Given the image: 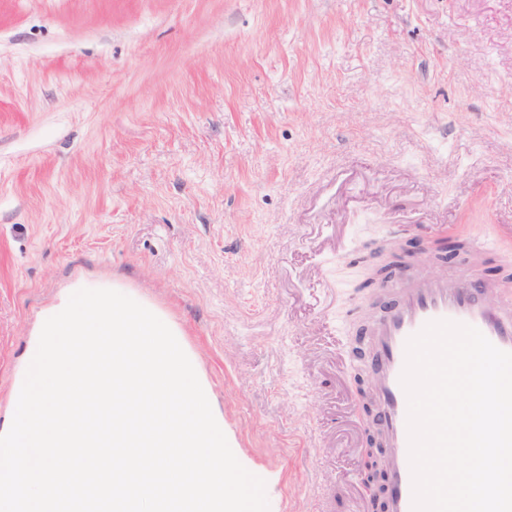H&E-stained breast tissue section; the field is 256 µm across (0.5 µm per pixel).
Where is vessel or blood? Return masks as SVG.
Instances as JSON below:
<instances>
[{
    "mask_svg": "<svg viewBox=\"0 0 512 512\" xmlns=\"http://www.w3.org/2000/svg\"><path fill=\"white\" fill-rule=\"evenodd\" d=\"M392 296L365 330L371 345L378 415L388 447L389 512H412V475L407 431V396L401 385L406 343L431 321L450 320L479 329L496 347L512 352V307L491 305L476 278L425 276L402 284L387 280Z\"/></svg>",
    "mask_w": 512,
    "mask_h": 512,
    "instance_id": "vessel-or-blood-1",
    "label": "vessel or blood"
}]
</instances>
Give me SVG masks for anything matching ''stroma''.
I'll list each match as a JSON object with an SVG mask.
<instances>
[{
  "label": "stroma",
  "mask_w": 512,
  "mask_h": 512,
  "mask_svg": "<svg viewBox=\"0 0 512 512\" xmlns=\"http://www.w3.org/2000/svg\"><path fill=\"white\" fill-rule=\"evenodd\" d=\"M512 301V0H0V413L38 314L178 325L269 512H373L378 250L452 235ZM376 432V431H375ZM374 431H370L369 433V447L363 448L362 457L364 458V465L366 470L368 471L366 478L364 479V484L366 486H370L373 482H375L382 475L381 472H376L379 468L377 454L374 451V448H382L377 434ZM376 434V436H375Z\"/></svg>",
  "instance_id": "35a3bbf8"
}]
</instances>
